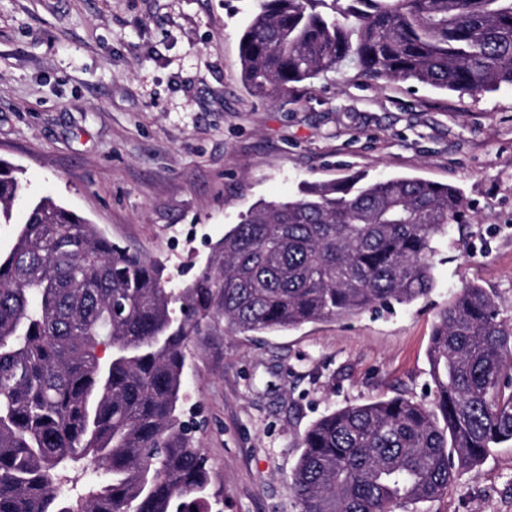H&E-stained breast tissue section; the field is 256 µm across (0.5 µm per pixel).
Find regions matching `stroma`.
I'll list each match as a JSON object with an SVG mask.
<instances>
[{"mask_svg":"<svg viewBox=\"0 0 512 512\" xmlns=\"http://www.w3.org/2000/svg\"><path fill=\"white\" fill-rule=\"evenodd\" d=\"M252 0H0V157L22 215L49 196L192 282L260 200L299 183L415 176L458 186L470 221L405 306L261 335L212 322L185 349L182 418L211 468L212 512H300L289 477L310 425L379 398L430 402L436 314L477 284L512 321V90L444 93L331 72L273 97L240 78ZM417 512H512V444Z\"/></svg>","mask_w":512,"mask_h":512,"instance_id":"stroma-1","label":"stroma"}]
</instances>
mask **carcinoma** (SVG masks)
<instances>
[{
	"label": "carcinoma",
	"instance_id": "obj_1",
	"mask_svg": "<svg viewBox=\"0 0 512 512\" xmlns=\"http://www.w3.org/2000/svg\"><path fill=\"white\" fill-rule=\"evenodd\" d=\"M241 77L259 97L346 69L374 83L512 90V0H253ZM23 184L0 159V224ZM466 218L461 189L418 177L307 182L256 203L183 288L163 267L43 197L0 257V512H210L209 467L180 420L184 347L222 318L273 333L409 306ZM179 305L180 321L173 317ZM112 345V358L98 355ZM433 399L334 410L301 440V512H411L512 443V321L470 285L440 310ZM103 470L76 496L65 473Z\"/></svg>",
	"mask_w": 512,
	"mask_h": 512
}]
</instances>
